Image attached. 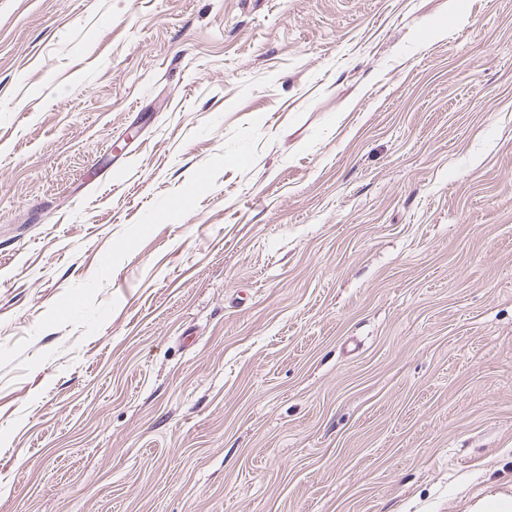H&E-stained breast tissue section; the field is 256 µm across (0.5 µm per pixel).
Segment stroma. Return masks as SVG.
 <instances>
[{"instance_id": "obj_1", "label": "stroma", "mask_w": 512, "mask_h": 512, "mask_svg": "<svg viewBox=\"0 0 512 512\" xmlns=\"http://www.w3.org/2000/svg\"><path fill=\"white\" fill-rule=\"evenodd\" d=\"M512 499V0H0V512Z\"/></svg>"}]
</instances>
